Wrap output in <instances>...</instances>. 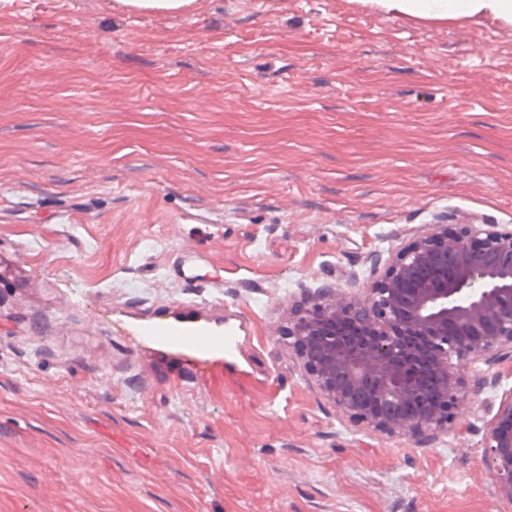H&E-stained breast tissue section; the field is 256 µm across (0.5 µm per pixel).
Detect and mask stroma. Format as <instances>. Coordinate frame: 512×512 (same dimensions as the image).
Returning a JSON list of instances; mask_svg holds the SVG:
<instances>
[{
	"instance_id": "obj_1",
	"label": "stroma",
	"mask_w": 512,
	"mask_h": 512,
	"mask_svg": "<svg viewBox=\"0 0 512 512\" xmlns=\"http://www.w3.org/2000/svg\"><path fill=\"white\" fill-rule=\"evenodd\" d=\"M431 224L512 226V27L362 0H0V512H505L464 373L422 441L288 349ZM208 257L203 287L171 281ZM233 325L206 360L135 332ZM197 258V256L183 257L175 262L170 269L171 275L185 288H198L200 286Z\"/></svg>"
}]
</instances>
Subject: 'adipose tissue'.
<instances>
[{
  "mask_svg": "<svg viewBox=\"0 0 512 512\" xmlns=\"http://www.w3.org/2000/svg\"><path fill=\"white\" fill-rule=\"evenodd\" d=\"M379 10L396 17L420 20L490 19L512 26V0H370Z\"/></svg>",
  "mask_w": 512,
  "mask_h": 512,
  "instance_id": "obj_1",
  "label": "adipose tissue"
}]
</instances>
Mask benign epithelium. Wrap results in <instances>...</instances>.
I'll use <instances>...</instances> for the list:
<instances>
[{"label":"benign epithelium","mask_w":512,"mask_h":512,"mask_svg":"<svg viewBox=\"0 0 512 512\" xmlns=\"http://www.w3.org/2000/svg\"><path fill=\"white\" fill-rule=\"evenodd\" d=\"M369 277L360 294L304 295L288 316V347L350 422L413 440L448 431L464 369L491 352L512 360V227L431 224ZM485 448L497 496L512 507V395Z\"/></svg>","instance_id":"7a95c632"}]
</instances>
